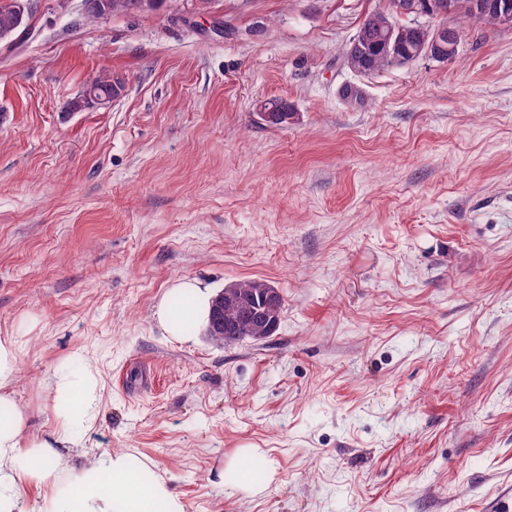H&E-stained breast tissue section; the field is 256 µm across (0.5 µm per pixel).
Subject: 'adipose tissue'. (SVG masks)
<instances>
[{
	"instance_id": "obj_1",
	"label": "adipose tissue",
	"mask_w": 512,
	"mask_h": 512,
	"mask_svg": "<svg viewBox=\"0 0 512 512\" xmlns=\"http://www.w3.org/2000/svg\"><path fill=\"white\" fill-rule=\"evenodd\" d=\"M172 292L177 302L161 299L156 318L168 336L182 341L184 326L206 325L211 295L194 280L177 281ZM19 354L15 338H0V512H30L22 491L27 480L49 486L47 512H185L167 479L135 452H104L80 467L70 465L68 450L78 447L80 433L96 419L97 381L84 369L54 376L53 439L29 435L25 413L10 390ZM229 466L247 490L263 489L274 478L254 448L241 449Z\"/></svg>"
}]
</instances>
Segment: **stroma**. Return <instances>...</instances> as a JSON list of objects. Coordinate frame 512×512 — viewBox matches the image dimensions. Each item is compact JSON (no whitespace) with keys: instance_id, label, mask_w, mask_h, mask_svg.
Here are the masks:
<instances>
[{"instance_id":"35a3bbf8","label":"stroma","mask_w":512,"mask_h":512,"mask_svg":"<svg viewBox=\"0 0 512 512\" xmlns=\"http://www.w3.org/2000/svg\"><path fill=\"white\" fill-rule=\"evenodd\" d=\"M33 4L0 42V336L28 432L84 365L72 464L138 452L185 512H512V28L472 23L352 107L342 50L388 0ZM102 71L124 92L71 111ZM184 278L269 281L277 333L167 336ZM243 448L275 472L260 492L227 485ZM144 1L146 0H111L112 16L154 12L162 9L168 2V0H150L152 6L150 10H147L144 8ZM146 3H149V0H147ZM291 111L292 108L288 103L279 99H271L261 105V112H266L268 116L264 121L270 127H288V125L284 124V117L291 113ZM52 391L57 420L53 442L66 451L78 448L79 434L96 419V378L83 368L62 370L54 376Z\"/></svg>"}]
</instances>
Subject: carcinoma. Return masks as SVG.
<instances>
[{
    "mask_svg": "<svg viewBox=\"0 0 512 512\" xmlns=\"http://www.w3.org/2000/svg\"><path fill=\"white\" fill-rule=\"evenodd\" d=\"M150 9L144 8V0H111L112 14H135L162 9L168 0H151ZM394 2L389 0L385 10L368 13L359 26L357 33L345 45L344 65L358 77H369L382 73L392 67L384 44L386 25H393V39L396 49L405 64L409 65L427 55L421 49L422 44L432 39V33L418 28L412 20L398 15ZM417 6L430 12L432 20L438 21L452 14L466 25L480 21L473 12V0H411ZM32 14V0H0V40L16 35L24 27L26 19ZM437 62L448 61V41L443 40L431 47L428 55ZM96 94L100 97L117 98L125 89V79L117 74L102 72L93 79ZM339 94L350 105L364 104L362 88L347 82L340 87ZM261 111L267 113L266 125L283 128L284 117L291 113L288 103L271 99L261 105ZM275 293L276 303L268 307L262 304V296ZM224 293L238 299H246L257 305V314L253 324L242 322L237 305L228 301L224 305V325L226 331L212 334L211 340L217 345L253 339L261 334L271 337L274 332L265 327L268 314L279 315L283 309V297L278 290L263 279H247L224 287Z\"/></svg>",
    "mask_w": 512,
    "mask_h": 512,
    "instance_id": "cac0c4a2",
    "label": "carcinoma"
}]
</instances>
